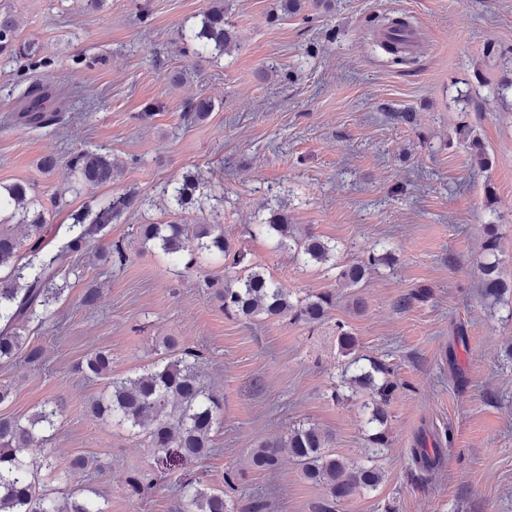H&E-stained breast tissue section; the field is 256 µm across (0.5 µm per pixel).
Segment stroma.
Here are the masks:
<instances>
[{
    "instance_id": "35a3bbf8",
    "label": "stroma",
    "mask_w": 512,
    "mask_h": 512,
    "mask_svg": "<svg viewBox=\"0 0 512 512\" xmlns=\"http://www.w3.org/2000/svg\"><path fill=\"white\" fill-rule=\"evenodd\" d=\"M210 0H0L21 21V36L41 51L27 67L0 57V185L33 184L50 224H69L86 205L132 192L141 204L113 222L109 241L127 246L125 264L98 257V243L64 257L68 289L44 319L30 324L39 361L0 365L11 394L0 415L31 414L59 402L49 442L61 465L77 456L100 470H75L60 495L93 491L109 512H181L175 475L156 470L143 436L94 416L106 379H84L75 366L93 349L112 352L123 377L160 358L166 337L202 355L205 383L224 398L212 454L192 464L207 483L242 475L235 497H264L267 512H512V293L498 303L479 293L487 225L498 228L500 269L512 282V0H332L278 17L279 0H225L236 45L220 57L184 51L182 28ZM405 16L419 40L413 63L392 61L374 36L379 17ZM48 85L71 94L63 123L4 124L23 88ZM212 103L203 120L188 112ZM410 112L414 121L392 120ZM468 126L485 144L486 168L456 134ZM84 148L110 154L112 184L74 189L68 166ZM55 156L49 173L38 168ZM199 172L214 196L183 223H221L235 248L302 297L337 290L316 327L291 319L247 322L225 316L208 279L225 262L198 258L192 268L136 237L140 224L171 215L160 189ZM282 208L297 235L336 246L335 261H354L372 246L390 252L357 290L337 288L326 265L303 266L255 234L257 220ZM101 298L82 306L85 288ZM427 302L403 306L419 287ZM365 307L349 308L351 295ZM349 325L359 354L385 363L397 388L385 410L390 444L375 459L377 489L329 504L291 459L256 469L251 453L312 423L350 462L367 449L368 397L332 396L348 363L337 349V323ZM467 332L458 339L457 328ZM444 454L439 475L413 477L419 434ZM156 470L144 496L127 476Z\"/></svg>"
}]
</instances>
